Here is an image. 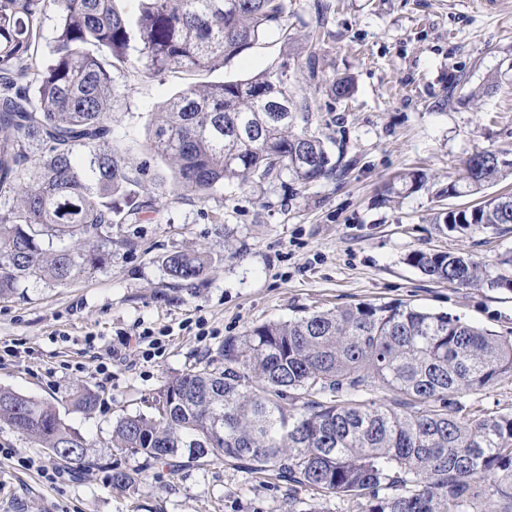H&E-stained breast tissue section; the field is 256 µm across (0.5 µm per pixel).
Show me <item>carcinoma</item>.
I'll return each mask as SVG.
<instances>
[{
	"label": "carcinoma",
	"mask_w": 512,
	"mask_h": 512,
	"mask_svg": "<svg viewBox=\"0 0 512 512\" xmlns=\"http://www.w3.org/2000/svg\"><path fill=\"white\" fill-rule=\"evenodd\" d=\"M117 0H0V299L31 278L60 285L112 255V225L140 220L141 167L112 142V69L160 75L216 71L273 29L278 61L246 79L189 86L148 119L150 151L177 196L202 200L226 182L305 188L337 176L318 96L347 99L348 77L324 78L306 36L305 60L283 28L292 0H139L133 20ZM57 14L43 51V24ZM512 179V160L482 149L462 159L443 193L461 197ZM407 173L388 194L412 192ZM439 231L512 225V192L450 208ZM427 278L462 288L512 290V278L453 252L407 258ZM191 287L203 252L164 259ZM224 365L166 379L150 415L120 417L112 448L153 462L233 460L294 491L336 497L354 512H512V412L473 397L512 377V340L408 303L317 310L224 339ZM0 424L84 463L92 448L47 401L0 387ZM112 485L136 489L127 471Z\"/></svg>",
	"instance_id": "carcinoma-1"
}]
</instances>
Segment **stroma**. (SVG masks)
<instances>
[{
	"instance_id": "1",
	"label": "stroma",
	"mask_w": 512,
	"mask_h": 512,
	"mask_svg": "<svg viewBox=\"0 0 512 512\" xmlns=\"http://www.w3.org/2000/svg\"><path fill=\"white\" fill-rule=\"evenodd\" d=\"M314 2L296 0L288 32L301 41L325 25L324 75L353 80L349 99L316 101L329 121L323 135L350 166L299 197L283 179L176 199L147 136L149 112L187 86L246 78L277 61L279 32L214 72L113 71V142L127 165L145 167L140 197L150 207L141 223L113 225L105 265L65 286L32 279L0 299V387L54 403L98 461L56 464L0 424V451L19 448L36 462L28 469L0 454V512H288L292 491L269 475L229 462L171 468L110 446L119 417L151 413L167 377L221 365L225 338L253 324L403 302L512 338V292L431 281L406 262L416 250L490 265L512 256L511 229L442 234L434 224L439 209L481 201L437 195L463 158L492 149L512 159V0L488 9L479 0H325L324 13ZM408 172L424 174L425 187L384 197L385 185ZM177 251H206L215 263L194 287L177 288L164 265ZM79 387L97 395L93 411L74 406ZM116 470L141 473L134 493L113 488Z\"/></svg>"
}]
</instances>
